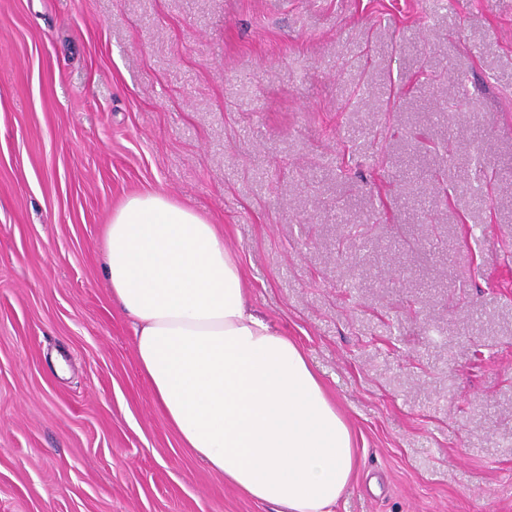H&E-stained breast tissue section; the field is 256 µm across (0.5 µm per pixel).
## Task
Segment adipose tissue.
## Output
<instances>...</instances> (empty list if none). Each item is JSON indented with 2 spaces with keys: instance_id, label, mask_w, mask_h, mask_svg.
<instances>
[{
  "instance_id": "obj_1",
  "label": "adipose tissue",
  "mask_w": 512,
  "mask_h": 512,
  "mask_svg": "<svg viewBox=\"0 0 512 512\" xmlns=\"http://www.w3.org/2000/svg\"><path fill=\"white\" fill-rule=\"evenodd\" d=\"M104 246L141 373L182 446L278 512H336L357 469L351 428L304 349L252 312L217 226L139 193L113 210Z\"/></svg>"
}]
</instances>
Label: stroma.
Here are the masks:
<instances>
[{
  "label": "stroma",
  "mask_w": 512,
  "mask_h": 512,
  "mask_svg": "<svg viewBox=\"0 0 512 512\" xmlns=\"http://www.w3.org/2000/svg\"><path fill=\"white\" fill-rule=\"evenodd\" d=\"M150 191L336 400V512H512V0H0V512H276L140 373L103 238Z\"/></svg>",
  "instance_id": "35a3bbf8"
}]
</instances>
